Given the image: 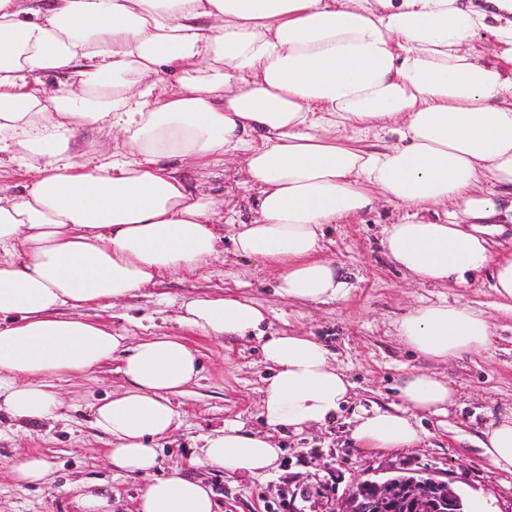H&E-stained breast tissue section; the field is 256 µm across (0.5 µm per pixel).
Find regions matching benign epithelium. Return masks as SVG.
Here are the masks:
<instances>
[{
    "mask_svg": "<svg viewBox=\"0 0 512 512\" xmlns=\"http://www.w3.org/2000/svg\"><path fill=\"white\" fill-rule=\"evenodd\" d=\"M302 498L314 500L319 512H463L460 495L433 472L406 482L391 477L357 479L351 492L340 499H327L312 487L301 489Z\"/></svg>",
    "mask_w": 512,
    "mask_h": 512,
    "instance_id": "1",
    "label": "benign epithelium"
}]
</instances>
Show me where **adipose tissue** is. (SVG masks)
<instances>
[{"label": "adipose tissue", "mask_w": 512, "mask_h": 512, "mask_svg": "<svg viewBox=\"0 0 512 512\" xmlns=\"http://www.w3.org/2000/svg\"><path fill=\"white\" fill-rule=\"evenodd\" d=\"M493 3L506 16L495 27L458 0H0V159L34 173L26 191L0 194V412L53 419L47 376L124 352L127 386L96 405L93 425L110 437L113 469L145 480L135 512H217L201 481L154 474V443L177 425L170 397L196 379V352L171 336L128 347L109 325L64 313L217 259L224 217L177 159L240 158L255 215L235 225L234 250L276 273L280 297L346 298L324 227L383 199L406 210L383 238L398 267L459 286L490 272L512 308V254L489 244L512 214L499 193L512 187V0ZM487 28L503 64L471 45ZM376 126L394 143L362 144ZM340 127L357 134L337 138ZM88 129L111 135V162L82 161ZM178 320L243 339L266 314L226 293L188 300ZM396 333L436 361L480 353L494 336L487 317L445 300L410 310ZM262 354L266 434L224 423L201 435L192 465L268 475L282 453L271 432L325 424L347 403L351 383L317 338L270 335ZM454 396L437 374L409 371L400 406L359 416L351 438L369 453L413 447L417 413L446 412ZM478 443L512 474V412Z\"/></svg>", "instance_id": "obj_1"}]
</instances>
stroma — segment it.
Returning <instances> with one entry per match:
<instances>
[{
	"mask_svg": "<svg viewBox=\"0 0 512 512\" xmlns=\"http://www.w3.org/2000/svg\"><path fill=\"white\" fill-rule=\"evenodd\" d=\"M183 171L236 222L254 217L253 195L242 184L239 160L228 158L206 169L188 161ZM403 214L402 208L382 201L353 221L325 226L326 254L350 285L343 299L302 303L279 297L272 274L259 262L236 255L227 238L209 265L164 273L153 287L133 292L113 308L80 310L81 318L110 325L130 345L150 335L181 337L202 362L197 379L172 398L179 425L158 443L156 475L178 471L201 480L215 494L220 512H289L290 495L307 485L322 483L328 496L336 498L360 476L428 469L448 480L466 505L480 500L486 512H512V474L490 470L475 442L487 424L512 410V312L498 307L488 275L463 288L424 286L391 262L382 230ZM228 291L265 307L266 334L303 331L316 336L353 385L350 402L334 421L302 433L285 429L277 434L283 453L265 477L230 476L189 463L198 437L208 428L227 420L241 422L249 431L262 428L269 372L260 341L208 337L176 321L184 301ZM442 298L467 304L492 322L495 338L487 351L439 362L418 356L399 341L395 321L420 303ZM120 367L116 356L85 374L50 377L61 402L56 419L20 430L0 416V512H82L81 498L90 492L107 501L109 512H133L143 480L113 470L106 454L108 437L92 424L93 404L125 386ZM413 369L437 373L453 387L456 397L447 416L424 415L426 435L418 447L387 454L360 451L349 436L355 415L396 405L395 386ZM28 454L49 464V482H15L12 468Z\"/></svg>",
	"mask_w": 512,
	"mask_h": 512,
	"instance_id": "stroma-1",
	"label": "stroma"
}]
</instances>
